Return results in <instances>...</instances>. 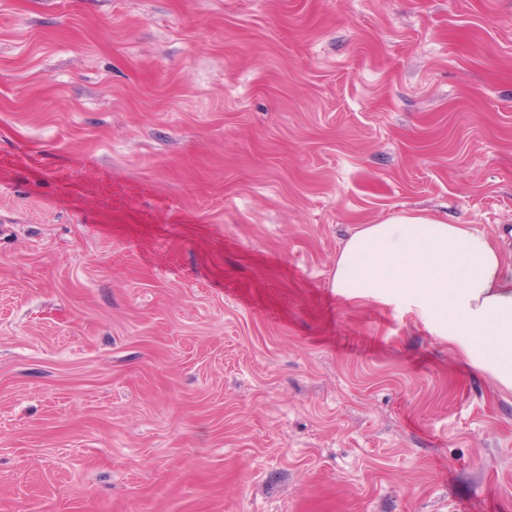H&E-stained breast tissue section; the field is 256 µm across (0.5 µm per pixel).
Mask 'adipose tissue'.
Masks as SVG:
<instances>
[{"mask_svg": "<svg viewBox=\"0 0 512 512\" xmlns=\"http://www.w3.org/2000/svg\"><path fill=\"white\" fill-rule=\"evenodd\" d=\"M331 286L406 307L512 393V271L485 234L422 213L364 225L338 254Z\"/></svg>", "mask_w": 512, "mask_h": 512, "instance_id": "1", "label": "adipose tissue"}]
</instances>
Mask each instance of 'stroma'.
<instances>
[{
  "instance_id": "obj_1",
  "label": "stroma",
  "mask_w": 512,
  "mask_h": 512,
  "mask_svg": "<svg viewBox=\"0 0 512 512\" xmlns=\"http://www.w3.org/2000/svg\"><path fill=\"white\" fill-rule=\"evenodd\" d=\"M403 212L512 269V0H0V512H512Z\"/></svg>"
}]
</instances>
